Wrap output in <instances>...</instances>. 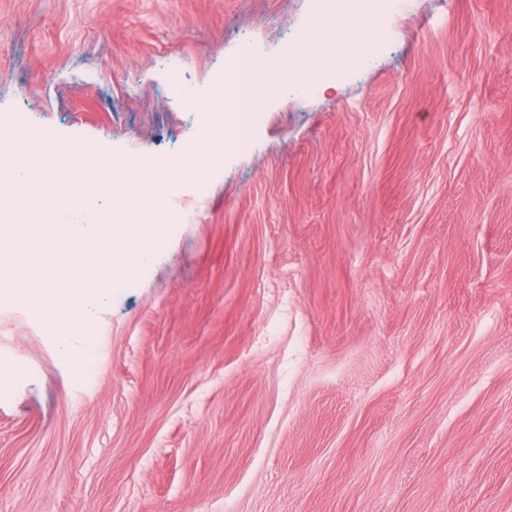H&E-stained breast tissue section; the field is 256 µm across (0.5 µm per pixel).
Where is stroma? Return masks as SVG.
Segmentation results:
<instances>
[{
	"label": "stroma",
	"mask_w": 512,
	"mask_h": 512,
	"mask_svg": "<svg viewBox=\"0 0 512 512\" xmlns=\"http://www.w3.org/2000/svg\"><path fill=\"white\" fill-rule=\"evenodd\" d=\"M316 0H0V113L163 159L242 46ZM335 89L288 94L87 362L0 299V512H512V0H408Z\"/></svg>",
	"instance_id": "1"
}]
</instances>
